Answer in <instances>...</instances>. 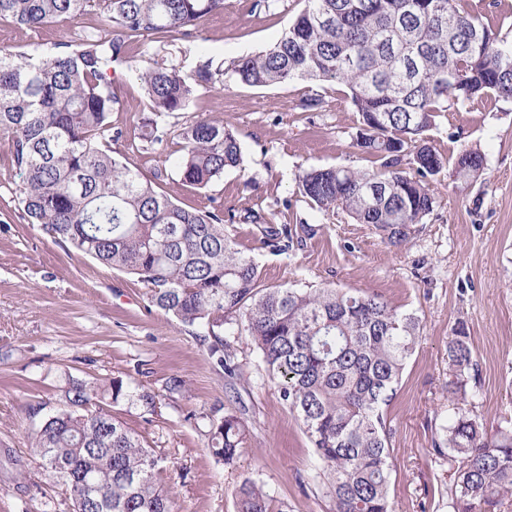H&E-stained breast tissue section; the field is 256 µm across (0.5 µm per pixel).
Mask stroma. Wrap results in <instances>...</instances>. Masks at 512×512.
<instances>
[{
  "mask_svg": "<svg viewBox=\"0 0 512 512\" xmlns=\"http://www.w3.org/2000/svg\"><path fill=\"white\" fill-rule=\"evenodd\" d=\"M302 7L301 0H272L266 8L224 0L194 36L135 43L139 59L186 75L206 56L226 65L223 84L200 90L189 109L159 122L177 130L202 116L223 119L241 143L243 162L200 190L173 184L164 153L137 143L129 157L183 207L222 201L225 213L237 217L230 233L255 259L265 286L375 292L419 317L422 337L388 413L390 500L394 512H448L449 466L434 462L432 442L453 413L447 344L455 328H465L479 364L475 414L488 433L512 429V99L491 95L438 118L428 133L431 146L450 161L461 149L479 151L484 172L466 185L444 168L432 182V213L407 244L388 246L367 225L318 210L298 189L299 174L310 167L375 165L353 145L361 117L343 87L302 80L249 87L228 70L277 40ZM102 22L93 11L37 31L0 20V47L50 53ZM111 78L119 99L112 126L132 131L150 114L147 96L131 71L117 68ZM314 93L324 97L325 111H301V99ZM21 184L0 139V512H45L50 505L70 512L62 488L37 467L31 437L40 419L28 409L58 407L69 379L118 375L159 396L156 413L128 404L114 412L163 458L161 478L179 512H237V491L247 479L269 494L274 512H331L322 463L258 353L237 343L242 377L229 382L192 328L153 306L136 277L27 224ZM250 212L311 230L279 254L262 246L261 225L243 222ZM173 375L185 382L177 394L164 390ZM234 397L245 408L249 436L236 463L224 466L192 418Z\"/></svg>",
  "mask_w": 512,
  "mask_h": 512,
  "instance_id": "stroma-1",
  "label": "stroma"
}]
</instances>
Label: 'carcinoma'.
<instances>
[{
	"mask_svg": "<svg viewBox=\"0 0 512 512\" xmlns=\"http://www.w3.org/2000/svg\"><path fill=\"white\" fill-rule=\"evenodd\" d=\"M304 2L275 43L233 61L232 72L251 87L306 80L348 89L361 116L353 145L379 167L311 168L299 176L301 193L401 246L432 212L429 178L448 164L427 132L442 113L489 93L512 98V43L458 0ZM223 8L224 0H0V19L33 30L90 11L104 17L79 43L63 42L33 62L0 50V135L22 173L19 203L28 223L55 242L136 276L153 306L200 328L208 357L230 380L242 376L234 343L246 337L323 464L333 512H392L387 411L421 336L419 318L375 292L263 287L254 259L225 227L224 203L179 205L129 162L119 148L127 135L112 131L116 66L141 81L151 111L167 115L218 82L223 71L210 60L185 75L163 62L142 64L131 46L144 36H186ZM168 137L152 120L133 130L153 149H164ZM178 138L182 185L204 188L242 162L240 142L220 118L200 117ZM484 168L474 150L453 163L465 183ZM265 237L281 251L293 242L285 224L267 227ZM478 384L469 336L456 330L448 339V394L465 404ZM122 403L153 411L157 394L130 377L70 383L33 436L42 473L64 487L72 512H174L161 457L110 410ZM204 419L212 455L234 464L248 441L245 418L215 407ZM432 455L458 462L452 512H493L512 495V430L490 435L460 407ZM92 490L101 504L94 511L81 505ZM237 512H271L263 487L244 481Z\"/></svg>",
	"mask_w": 512,
	"mask_h": 512,
	"instance_id": "cac0c4a2",
	"label": "carcinoma"
}]
</instances>
